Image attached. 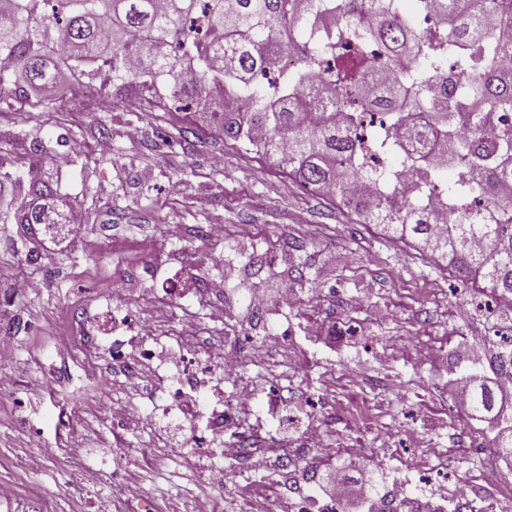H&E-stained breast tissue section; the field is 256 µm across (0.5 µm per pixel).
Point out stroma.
Returning a JSON list of instances; mask_svg holds the SVG:
<instances>
[{"mask_svg":"<svg viewBox=\"0 0 512 512\" xmlns=\"http://www.w3.org/2000/svg\"><path fill=\"white\" fill-rule=\"evenodd\" d=\"M60 111L26 108L0 112V168H15L33 141L57 157L51 171L68 206L83 210L86 223L68 249L52 250L41 230L0 224V327L23 322L13 358L0 361V512H29L28 494L38 486L56 512H137L127 482L140 484L155 512H173L182 501L214 496L222 512H240L231 487L276 484L278 471L256 472L247 463L225 462L227 488L204 482L201 468L211 450L185 448L156 458L129 459L125 477H110L117 442L141 446L146 432L112 426V406L130 404L156 421L180 418L114 377L105 344L79 343L76 356L52 352L58 335L78 336L106 317L112 291L125 289L140 317L160 321L169 332L185 323L196 342L218 343L224 332L205 309L171 305L160 286H192L204 276L220 277L234 267L224 290L241 345L269 326L282 336L285 354H271L256 367L244 353L243 377L257 391L243 425L256 448L270 438L287 441L298 455L290 475L300 490L318 495L304 472L339 470L346 484L371 479L377 485L407 483L426 491L420 476L436 469L425 448L455 452L448 467L447 512H456V488L483 468L462 455L470 437L497 458L495 432L454 394L461 371L484 360L491 330L512 335V316L479 305L472 281L446 262L421 260L414 247L384 236L373 224H359L330 201L301 187L263 154L225 143L212 122L191 112H157L143 121L145 105L127 107L101 95L63 92ZM112 145L100 150V125ZM199 135L179 141L181 127ZM26 141H15L17 132ZM200 224H220L223 239L197 237ZM300 246L310 283L299 286L294 267L267 276L270 288L299 293L302 302L272 312L256 323L239 287L251 282L245 267L252 253ZM422 337L430 355L417 361L404 339ZM285 375L287 415L270 412L268 378ZM319 426L333 447L364 448L365 462L336 457L322 466L308 448L306 430ZM391 432L385 444L383 432ZM84 443L81 456L65 453L72 433Z\"/></svg>","mask_w":512,"mask_h":512,"instance_id":"1","label":"stroma"}]
</instances>
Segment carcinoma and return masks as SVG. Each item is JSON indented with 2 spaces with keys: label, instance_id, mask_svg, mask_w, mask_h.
Instances as JSON below:
<instances>
[{
  "label": "carcinoma",
  "instance_id": "carcinoma-1",
  "mask_svg": "<svg viewBox=\"0 0 512 512\" xmlns=\"http://www.w3.org/2000/svg\"><path fill=\"white\" fill-rule=\"evenodd\" d=\"M512 0H0V112L60 111L64 73L216 128L364 224L512 297ZM42 144L0 171L1 224H64ZM457 178L446 189L442 173ZM376 191L353 196V182ZM468 405L500 424L491 387ZM495 445L512 455V425Z\"/></svg>",
  "mask_w": 512,
  "mask_h": 512
}]
</instances>
